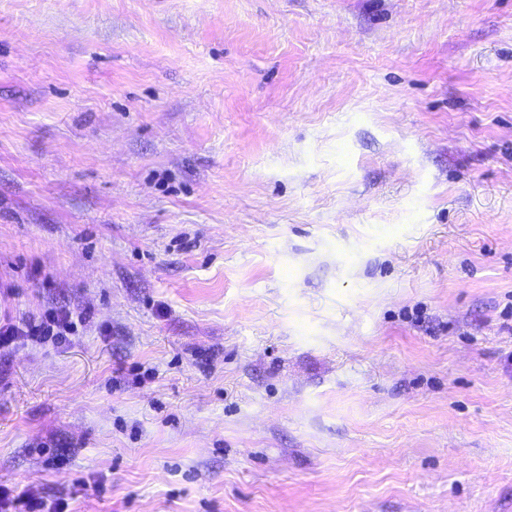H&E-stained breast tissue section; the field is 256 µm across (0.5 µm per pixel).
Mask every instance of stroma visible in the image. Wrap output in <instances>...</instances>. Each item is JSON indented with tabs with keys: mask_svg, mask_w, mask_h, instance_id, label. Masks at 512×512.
<instances>
[{
	"mask_svg": "<svg viewBox=\"0 0 512 512\" xmlns=\"http://www.w3.org/2000/svg\"><path fill=\"white\" fill-rule=\"evenodd\" d=\"M65 305L2 485L512 512V0H0V311Z\"/></svg>",
	"mask_w": 512,
	"mask_h": 512,
	"instance_id": "obj_1",
	"label": "stroma"
}]
</instances>
